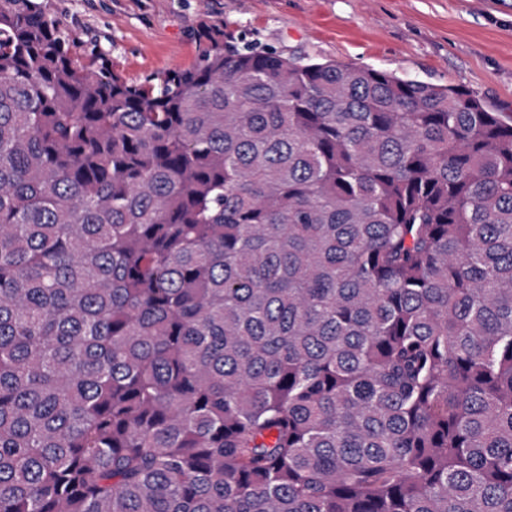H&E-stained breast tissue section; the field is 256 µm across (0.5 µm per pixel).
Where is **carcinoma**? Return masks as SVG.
Wrapping results in <instances>:
<instances>
[{
	"mask_svg": "<svg viewBox=\"0 0 512 512\" xmlns=\"http://www.w3.org/2000/svg\"><path fill=\"white\" fill-rule=\"evenodd\" d=\"M197 42L0 0V512H512V120Z\"/></svg>",
	"mask_w": 512,
	"mask_h": 512,
	"instance_id": "cac0c4a2",
	"label": "carcinoma"
}]
</instances>
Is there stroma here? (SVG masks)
Here are the masks:
<instances>
[{"mask_svg": "<svg viewBox=\"0 0 512 512\" xmlns=\"http://www.w3.org/2000/svg\"><path fill=\"white\" fill-rule=\"evenodd\" d=\"M82 52L130 83L192 66L220 25L285 54L464 88L512 116V0H48Z\"/></svg>", "mask_w": 512, "mask_h": 512, "instance_id": "35a3bbf8", "label": "stroma"}]
</instances>
